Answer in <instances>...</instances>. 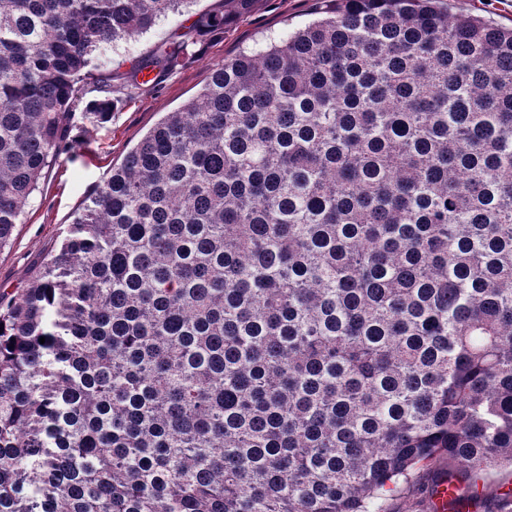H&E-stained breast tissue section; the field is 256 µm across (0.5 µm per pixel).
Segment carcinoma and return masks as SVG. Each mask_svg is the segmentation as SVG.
Instances as JSON below:
<instances>
[{
	"instance_id": "1",
	"label": "carcinoma",
	"mask_w": 512,
	"mask_h": 512,
	"mask_svg": "<svg viewBox=\"0 0 512 512\" xmlns=\"http://www.w3.org/2000/svg\"><path fill=\"white\" fill-rule=\"evenodd\" d=\"M192 2L0 0V250L90 53ZM254 2L197 15L131 83ZM0 324V512H382L439 455L512 465V27L330 0L240 50Z\"/></svg>"
}]
</instances>
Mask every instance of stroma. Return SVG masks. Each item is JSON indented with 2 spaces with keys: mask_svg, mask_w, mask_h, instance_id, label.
Here are the masks:
<instances>
[{
  "mask_svg": "<svg viewBox=\"0 0 512 512\" xmlns=\"http://www.w3.org/2000/svg\"><path fill=\"white\" fill-rule=\"evenodd\" d=\"M223 6L224 0H195L188 13L168 17L142 36L93 52L90 69L95 84L88 88L87 95L112 97V116L106 123H94L84 112L83 102H76L56 164L43 175L11 245L0 250V292L10 293L30 283L46 259L58 253L62 240L90 206L113 165L123 160L161 116L191 99L216 64L239 49L258 46L266 37L276 38L304 25L325 4L323 0H256L252 13L223 35L199 37L193 56L182 65L170 72H155L153 82L142 88L125 90L133 65L149 58L178 26L191 25L196 13ZM448 469L447 458L439 457L413 471L383 499L384 512H428V492ZM472 480L477 483L478 497L465 506L464 512H499L500 495L512 491V467L498 466L473 479L465 474L459 477L464 485Z\"/></svg>",
  "mask_w": 512,
  "mask_h": 512,
  "instance_id": "obj_1",
  "label": "stroma"
}]
</instances>
